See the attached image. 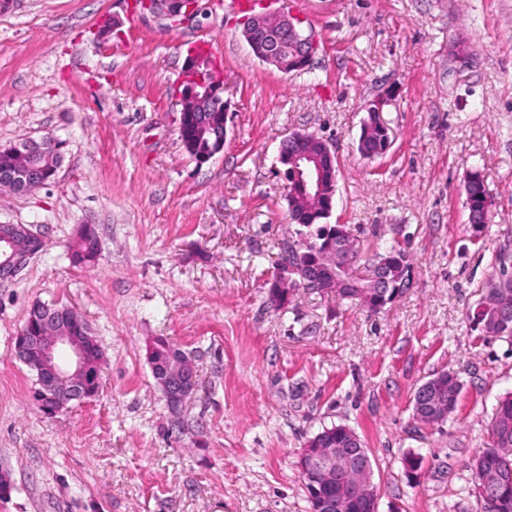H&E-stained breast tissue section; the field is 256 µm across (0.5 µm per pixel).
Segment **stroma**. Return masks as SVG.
Instances as JSON below:
<instances>
[{"instance_id": "35a3bbf8", "label": "stroma", "mask_w": 512, "mask_h": 512, "mask_svg": "<svg viewBox=\"0 0 512 512\" xmlns=\"http://www.w3.org/2000/svg\"><path fill=\"white\" fill-rule=\"evenodd\" d=\"M173 25L134 0H14L0 12V148L62 143L52 179L0 189V224L40 225L45 247L0 281V512H309L306 441L345 425L369 452L378 512H484L469 464L512 392V337L474 330L467 309L512 253V0H285L319 49L309 70L261 62L226 0ZM221 51L224 148L198 163L179 137L185 60ZM387 98L388 154L363 158L365 107ZM317 133L340 161L331 223L366 251L399 243L407 293L372 315L332 294L271 305L277 244L293 231L282 140ZM492 201L481 236L463 184ZM96 260L72 266L80 225ZM64 302L103 352L96 398L55 417L13 354L34 303ZM163 336L198 386L166 405L147 350ZM448 371L462 384L426 425L414 394ZM422 458L420 474L404 467Z\"/></svg>"}]
</instances>
